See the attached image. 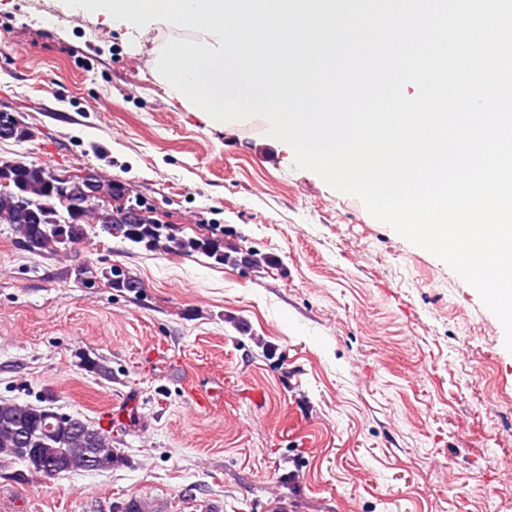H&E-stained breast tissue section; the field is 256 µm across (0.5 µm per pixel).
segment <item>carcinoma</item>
<instances>
[{
    "instance_id": "obj_1",
    "label": "carcinoma",
    "mask_w": 512,
    "mask_h": 512,
    "mask_svg": "<svg viewBox=\"0 0 512 512\" xmlns=\"http://www.w3.org/2000/svg\"><path fill=\"white\" fill-rule=\"evenodd\" d=\"M12 189L0 191V224H7L13 242L33 255H57L72 249L89 234L116 236L148 252L174 256L203 254L218 265L259 270L276 262L270 254L244 250L237 244L212 236H175L169 225L159 223L151 205L140 201L124 210L92 200L82 210L63 207L67 198L85 197L80 179L61 186L52 184L42 164L23 160L0 164V180ZM107 285L117 291H139L142 281L125 267L114 264L102 273ZM81 365L102 378L112 376L101 359L84 356ZM23 461L29 472L52 476L62 472L109 470L122 462L112 450V439L103 429L78 416L59 417L51 406L0 401V457Z\"/></svg>"
}]
</instances>
